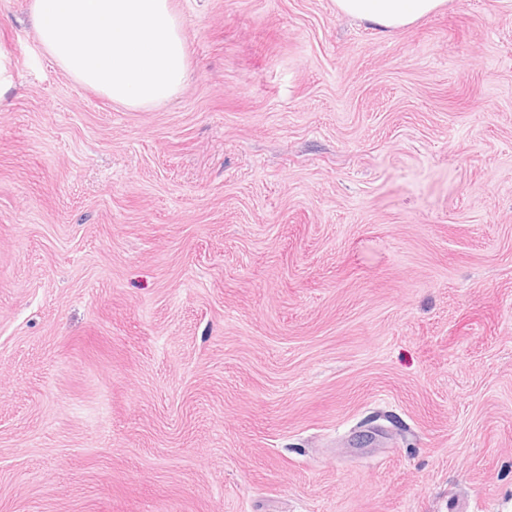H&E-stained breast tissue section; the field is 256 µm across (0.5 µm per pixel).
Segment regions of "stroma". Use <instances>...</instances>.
<instances>
[{
  "label": "stroma",
  "instance_id": "obj_1",
  "mask_svg": "<svg viewBox=\"0 0 512 512\" xmlns=\"http://www.w3.org/2000/svg\"><path fill=\"white\" fill-rule=\"evenodd\" d=\"M170 2L127 109L0 0V512H512V0ZM343 14L368 22L383 31L411 25L438 11L446 0H336Z\"/></svg>",
  "mask_w": 512,
  "mask_h": 512
}]
</instances>
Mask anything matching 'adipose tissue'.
<instances>
[{
	"label": "adipose tissue",
	"mask_w": 512,
	"mask_h": 512,
	"mask_svg": "<svg viewBox=\"0 0 512 512\" xmlns=\"http://www.w3.org/2000/svg\"><path fill=\"white\" fill-rule=\"evenodd\" d=\"M446 0H336L337 9L350 17L392 31L438 11Z\"/></svg>",
	"instance_id": "adipose-tissue-1"
}]
</instances>
